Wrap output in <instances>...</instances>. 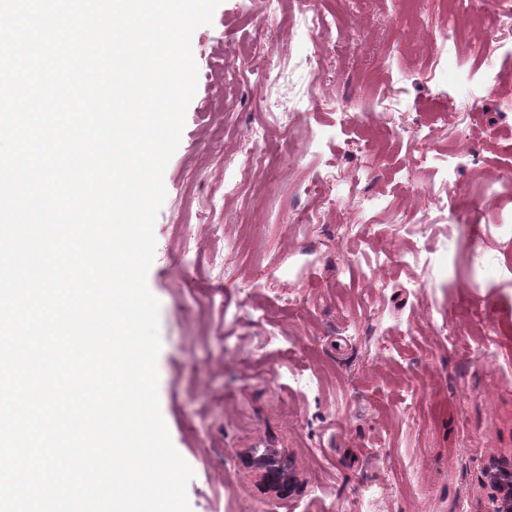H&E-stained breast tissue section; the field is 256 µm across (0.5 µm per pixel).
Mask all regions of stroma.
Returning a JSON list of instances; mask_svg holds the SVG:
<instances>
[{"label":"stroma","instance_id":"stroma-1","mask_svg":"<svg viewBox=\"0 0 512 512\" xmlns=\"http://www.w3.org/2000/svg\"><path fill=\"white\" fill-rule=\"evenodd\" d=\"M328 27L293 25L287 5L223 0L191 39L197 89L165 172L149 290L160 302L158 395L174 447L194 472L191 512H486L488 462L512 455V356L490 371L466 307L512 320V194L477 199L478 182L512 171V19L463 15L455 48L431 58L447 28L439 0H322ZM491 45L481 58L475 43ZM389 72H382L385 57ZM258 71L281 73L268 108ZM317 74L323 100L292 98ZM385 100L378 118L343 121L336 101ZM433 126L432 139L418 134ZM398 128L386 138L385 126ZM270 130L268 165L243 171L250 130ZM471 154L427 237L395 234L434 171L423 155ZM236 177L232 197L224 176ZM325 178L321 195L306 187ZM386 209H372L368 198ZM313 215L309 231L298 222ZM341 220L358 231L335 236ZM427 248L430 270L413 262ZM389 256L386 288L366 286L350 255ZM297 298L286 309L282 295ZM457 338L448 350L426 324ZM386 340L390 357L375 356ZM314 378L300 392L293 376ZM416 395L413 412L404 401ZM246 448H283L299 493L273 502L245 476Z\"/></svg>","mask_w":512,"mask_h":512}]
</instances>
